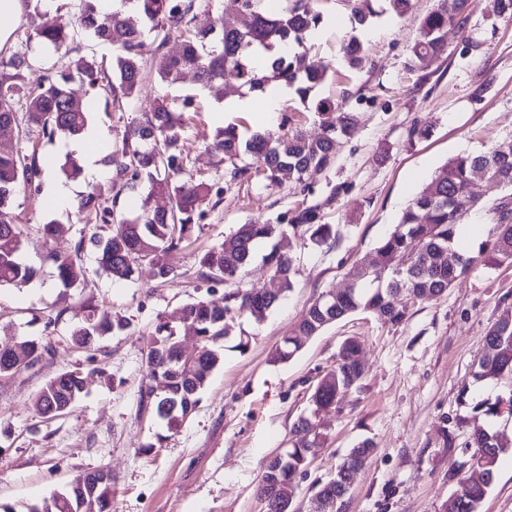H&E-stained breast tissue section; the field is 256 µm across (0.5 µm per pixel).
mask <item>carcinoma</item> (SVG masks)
I'll use <instances>...</instances> for the list:
<instances>
[{
    "instance_id": "cac0c4a2",
    "label": "carcinoma",
    "mask_w": 512,
    "mask_h": 512,
    "mask_svg": "<svg viewBox=\"0 0 512 512\" xmlns=\"http://www.w3.org/2000/svg\"><path fill=\"white\" fill-rule=\"evenodd\" d=\"M76 11L63 21L30 33L16 31L20 44L36 40L57 52L70 53L75 29L81 28L116 51L115 65L108 67L93 57L77 56L71 61L76 73L90 91H105L112 98V111L126 112L139 99L146 79L143 62L145 34L154 36L160 51L154 64L156 78L174 82L182 69L196 70L205 87L212 88L233 75L246 91L261 92L271 81H281L295 89L306 101L311 92L328 79L329 66L309 57L307 46L312 33L324 23L328 0H281L270 8L266 0H237L234 17L217 18L203 23L201 17L212 13L215 0H120L121 7L110 13L99 9V0H75ZM355 23L366 27L383 13L404 14L410 0H345ZM467 0H439L437 8L423 20L420 36L407 62L408 70L419 72L429 62L445 53V34L450 25L465 26ZM181 39L175 54L163 51L173 39ZM363 43L352 35L341 45L346 65L355 69L362 63ZM266 54L265 70L253 66V58ZM69 76L51 68L39 67L28 52L0 50V286L23 287L37 275L24 260L27 235L16 222L13 198L20 189L39 192L43 169L36 149L26 146L31 136L52 141L58 137L73 139L91 122L80 98L67 87ZM320 132L308 137L297 127L282 124V133L262 129L247 139L236 128L217 130L215 152L223 154L224 185L209 180L182 179L187 167L178 143L183 128L181 116L165 100L157 98L141 117L123 125L112 140L108 162L112 166L111 183L115 194L105 196L91 188L77 203L80 214L95 222L80 232L73 250L54 253L52 260L65 290L80 287L87 278L85 254L94 252L98 269L115 280L133 279L138 266L151 265L161 280L170 277L166 262L169 252L178 249L207 214L212 198H221L232 186L263 175L271 184L291 185L310 193L306 176L329 168L336 157V143L350 135L354 115L333 111L320 100ZM252 162L247 163L244 157ZM68 179L82 172L77 157L68 153L60 164ZM479 180H489L512 189V140H505L482 154H460L448 163L402 211L395 229L374 253L363 259L349 273V284L335 296L321 294L306 310L294 334L283 339L273 360H290L312 336L351 313H369L390 325L401 323L409 306L416 301H430L442 295L462 274L479 264L488 268L512 266V193L501 198L489 212L495 224L492 248L478 256L461 254L456 264L448 263V253L455 251L457 228L462 215L452 207L459 197L470 201L468 211L478 208L471 187ZM126 190L142 195L140 213L127 217L118 209L119 197ZM159 195L169 199L166 208H154L151 200ZM303 231L319 245L333 235L332 225L320 223L317 206L297 210L279 224H243L236 233L205 252L199 259L198 277L207 283L228 286L223 304L197 299L181 311L180 322L193 327L201 337L199 351L192 360L178 357V330L167 321L160 322L149 336L146 352V379L140 392V410L156 414L161 402L174 401L178 409L163 420L165 428L177 432L200 402L211 373L221 361L228 327L233 320L248 315L261 321L280 301V293L293 288V264L289 256L271 251L266 262L280 284V292L268 294L262 288L242 289L235 285L239 274L254 257L258 243L283 236L287 231ZM412 257V264L402 269L401 255ZM62 307L46 318L45 328L56 325L66 313H72L69 343L89 349L95 338L116 335L126 330L127 319L91 300L79 307L69 305L63 294ZM484 352L474 366L473 384L502 385L509 395L470 402V385L462 390L463 404L487 417L512 418V315H503L489 327L483 338ZM359 343L343 342L337 367L326 374L310 393L312 406L318 410L340 404L345 392L357 386L363 376L358 359ZM53 346L35 340L0 339V377L19 375L35 368ZM84 387L82 372L62 371L51 377L34 397V408L43 416L66 413ZM297 427L309 434V440L295 444L282 459H271L263 466L258 484L267 497L295 499V472L307 467L325 436L311 417L298 419ZM467 447L474 449L470 465L459 480L458 489L448 498L445 512H478L480 503L492 487L499 457L512 451L498 432L482 430ZM373 448L369 441L360 443L346 456L336 478L324 483L313 495L312 512H330V499L343 497L353 475L369 460ZM89 475L73 478L61 491L26 506V512H84V498L94 497L112 512V484L91 485Z\"/></svg>"
}]
</instances>
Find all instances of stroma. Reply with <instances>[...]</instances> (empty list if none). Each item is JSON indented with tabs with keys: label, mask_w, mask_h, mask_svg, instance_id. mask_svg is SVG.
I'll use <instances>...</instances> for the list:
<instances>
[{
	"label": "stroma",
	"mask_w": 512,
	"mask_h": 512,
	"mask_svg": "<svg viewBox=\"0 0 512 512\" xmlns=\"http://www.w3.org/2000/svg\"><path fill=\"white\" fill-rule=\"evenodd\" d=\"M436 4L412 0L405 15L378 19L362 36V66L349 71L340 46L352 35L353 20L344 0H330L329 22L309 44L332 76L310 102L292 95L282 108L310 136L319 131L317 100L355 115L354 131L337 145L332 166L309 175L312 195L260 177L235 185L208 210L190 242L167 255L168 281L156 279L146 263L130 281L90 274L82 298L125 316L129 327L103 337L89 352L65 343L72 318L64 316L52 357L0 378L1 503L22 512L75 475L104 468L112 473L113 512H263L256 496L263 463L302 440L295 422L311 412L313 385L335 366L342 343L354 338L361 344L364 377L339 408L318 416L326 442L294 477L298 512H307L313 487L333 477L350 449L365 440L374 453L354 475L339 512H444L469 458L464 444L487 425L484 415L461 406L459 394L483 351L486 329L512 312V266L472 270L439 298L411 305L395 326L361 312L347 315L311 337L291 360L272 359L322 292L346 288L350 269L394 230L402 210L450 158L483 153L512 138V18L493 15L489 0H469L466 26L448 29L447 53L424 71L411 72L410 49ZM238 92L229 76L223 86L204 88L191 69L172 83L150 76L129 115L140 116L158 97L177 113L191 102L198 115L185 122L179 142L190 161L187 173L216 179L223 173L211 151L216 128L234 125L245 135L261 126L251 112L217 113V106ZM415 123L429 134L411 141L407 132ZM471 191L480 207L464 219L471 233L461 247L474 256L495 238L488 208L505 190L483 180ZM302 202L319 206L323 223L333 227L332 239L317 246L308 237L289 235L258 245L239 285L281 292V300L262 321L235 322L224 341V360L195 412L177 433L161 439V425L138 411L148 337L160 320H177L195 299L221 302L223 286L210 291L197 278L201 252L240 225L275 223ZM14 208L21 223L55 221L64 227L52 238L29 237L25 257L39 267L38 280L0 288V338H40L43 317L58 308L50 256L72 250L85 219L72 206L51 212L46 198L24 192L17 194ZM274 249L293 260L290 291H281L264 261ZM242 340L246 351H236ZM75 368L84 373L78 402L58 418L38 417L34 395L57 373ZM462 414L466 423L456 428L454 445L445 447L447 420Z\"/></svg>",
	"instance_id": "obj_1"
}]
</instances>
